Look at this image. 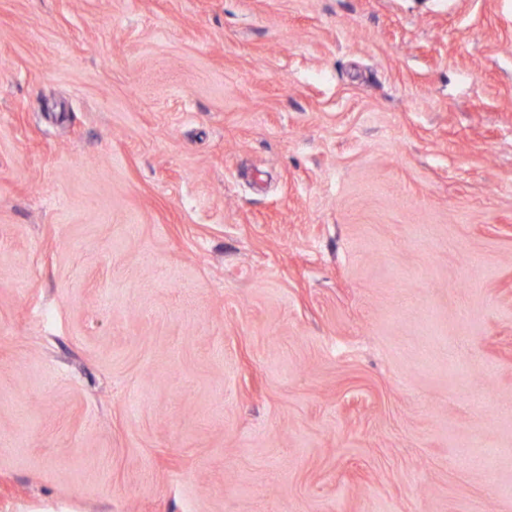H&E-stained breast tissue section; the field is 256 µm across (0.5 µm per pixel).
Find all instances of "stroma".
<instances>
[{
  "label": "stroma",
  "mask_w": 512,
  "mask_h": 512,
  "mask_svg": "<svg viewBox=\"0 0 512 512\" xmlns=\"http://www.w3.org/2000/svg\"><path fill=\"white\" fill-rule=\"evenodd\" d=\"M0 512H512V0H0Z\"/></svg>",
  "instance_id": "stroma-1"
}]
</instances>
